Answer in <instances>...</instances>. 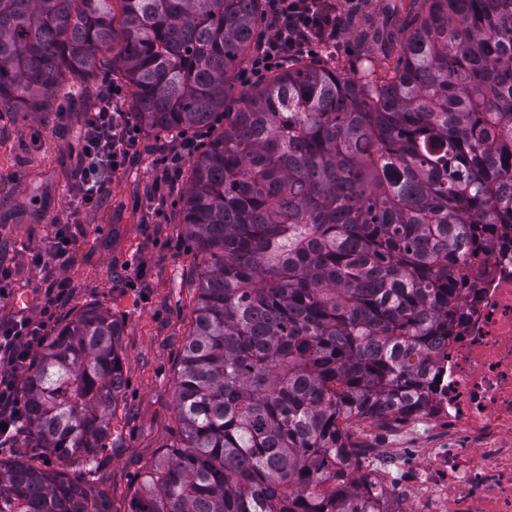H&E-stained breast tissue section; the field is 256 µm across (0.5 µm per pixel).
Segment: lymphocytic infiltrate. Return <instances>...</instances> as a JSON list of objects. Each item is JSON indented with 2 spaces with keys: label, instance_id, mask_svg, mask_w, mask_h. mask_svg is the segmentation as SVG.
Masks as SVG:
<instances>
[{
  "label": "lymphocytic infiltrate",
  "instance_id": "lymphocytic-infiltrate-1",
  "mask_svg": "<svg viewBox=\"0 0 512 512\" xmlns=\"http://www.w3.org/2000/svg\"><path fill=\"white\" fill-rule=\"evenodd\" d=\"M355 0L338 6L336 0H265L267 31L255 45L250 73L263 78L285 67L296 56L332 49L344 28L346 13L355 12ZM127 92L120 84L102 88L87 112L80 136V151L69 193L77 207L93 211L108 196L114 172L125 168L136 153L139 127L125 108ZM82 231L80 220L58 225L54 240L31 251L29 263L45 270L64 266ZM72 296L65 280L53 281L36 299L38 318L17 312L0 322V440L14 438L22 420L18 380L32 353L44 346L63 306Z\"/></svg>",
  "mask_w": 512,
  "mask_h": 512
}]
</instances>
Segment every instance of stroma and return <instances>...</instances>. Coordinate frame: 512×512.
<instances>
[{"mask_svg":"<svg viewBox=\"0 0 512 512\" xmlns=\"http://www.w3.org/2000/svg\"><path fill=\"white\" fill-rule=\"evenodd\" d=\"M417 9L416 0H362L347 20L336 63L346 68L364 55L396 62L404 21ZM117 79L107 51L44 111L0 114V263L16 278L12 296L0 299V318L20 310L38 315L35 298L45 274L28 264L27 252L46 247L72 211L68 183L84 116L103 85ZM178 149V138L141 132L137 158L113 175L107 202L85 215L68 262L55 270L73 286L60 321L97 305L123 324L127 387L112 421L115 445L106 451L113 512H127L144 468L178 436L175 383L202 269L183 224L191 164L183 162L168 184L156 163L161 153Z\"/></svg>","mask_w":512,"mask_h":512,"instance_id":"stroma-1","label":"stroma"}]
</instances>
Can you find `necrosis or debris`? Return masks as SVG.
I'll list each match as a JSON object with an SVG mask.
<instances>
[{
	"instance_id": "1",
	"label": "necrosis or debris",
	"mask_w": 512,
	"mask_h": 512,
	"mask_svg": "<svg viewBox=\"0 0 512 512\" xmlns=\"http://www.w3.org/2000/svg\"><path fill=\"white\" fill-rule=\"evenodd\" d=\"M466 260L430 411L399 446L413 512H512V225Z\"/></svg>"
}]
</instances>
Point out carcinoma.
Here are the masks:
<instances>
[{"label":"carcinoma","mask_w":512,"mask_h":512,"mask_svg":"<svg viewBox=\"0 0 512 512\" xmlns=\"http://www.w3.org/2000/svg\"><path fill=\"white\" fill-rule=\"evenodd\" d=\"M394 67L309 55L229 104L264 0H0V107L40 109L116 54L132 118L224 129L184 198L206 259L176 444L127 512H386L353 424L425 410L464 255L512 216V0H426ZM122 325L90 305L30 360L0 512H112L100 458ZM67 466L47 467V457Z\"/></svg>","instance_id":"carcinoma-1"}]
</instances>
